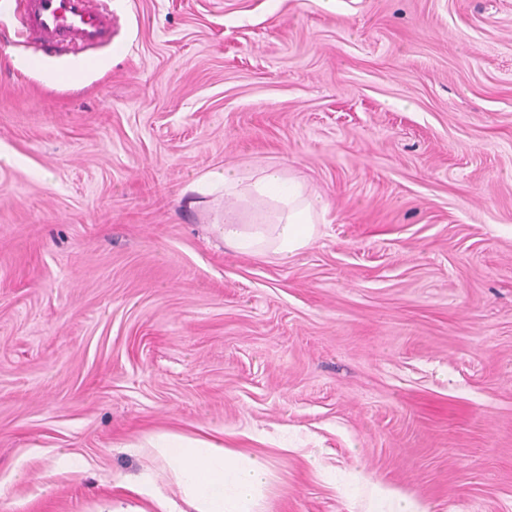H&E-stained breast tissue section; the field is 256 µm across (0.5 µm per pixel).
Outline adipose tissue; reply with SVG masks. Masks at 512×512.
Returning <instances> with one entry per match:
<instances>
[{
    "mask_svg": "<svg viewBox=\"0 0 512 512\" xmlns=\"http://www.w3.org/2000/svg\"><path fill=\"white\" fill-rule=\"evenodd\" d=\"M210 180L233 201L214 207L211 219L226 247L287 261L318 238L327 202L283 170L242 175L227 168ZM136 448L153 464L129 483L136 502L104 498L93 512H266L272 471L265 454L229 447L220 437L171 430L144 435ZM160 476L176 487L183 510L162 493Z\"/></svg>",
    "mask_w": 512,
    "mask_h": 512,
    "instance_id": "1",
    "label": "adipose tissue"
}]
</instances>
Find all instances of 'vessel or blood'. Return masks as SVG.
Wrapping results in <instances>:
<instances>
[{"label": "vessel or blood", "instance_id": "b4317fda", "mask_svg": "<svg viewBox=\"0 0 512 512\" xmlns=\"http://www.w3.org/2000/svg\"><path fill=\"white\" fill-rule=\"evenodd\" d=\"M18 37L46 51L84 52L94 68L92 48L112 40V14L98 0H20Z\"/></svg>", "mask_w": 512, "mask_h": 512}]
</instances>
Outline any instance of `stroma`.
Instances as JSON below:
<instances>
[{
  "label": "stroma",
  "instance_id": "35a3bbf8",
  "mask_svg": "<svg viewBox=\"0 0 512 512\" xmlns=\"http://www.w3.org/2000/svg\"><path fill=\"white\" fill-rule=\"evenodd\" d=\"M105 4L87 70L0 0V512L197 429L291 441L268 512H512V0ZM269 164L328 202L288 262L202 212Z\"/></svg>",
  "mask_w": 512,
  "mask_h": 512
}]
</instances>
